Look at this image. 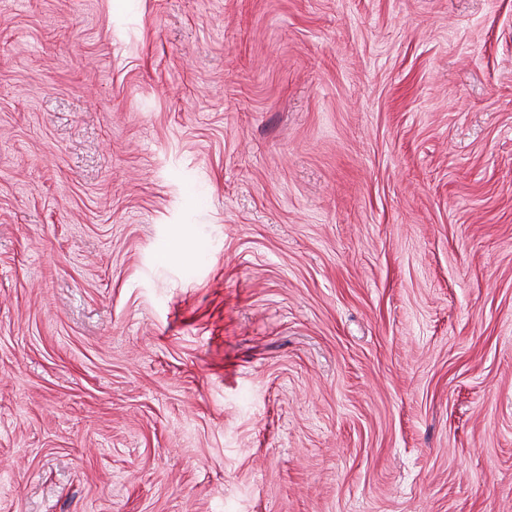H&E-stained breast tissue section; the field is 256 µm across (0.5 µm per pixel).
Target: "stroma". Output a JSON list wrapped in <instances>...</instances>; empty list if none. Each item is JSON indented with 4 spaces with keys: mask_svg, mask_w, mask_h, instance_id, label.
Returning <instances> with one entry per match:
<instances>
[{
    "mask_svg": "<svg viewBox=\"0 0 512 512\" xmlns=\"http://www.w3.org/2000/svg\"><path fill=\"white\" fill-rule=\"evenodd\" d=\"M0 512H512V0H0Z\"/></svg>",
    "mask_w": 512,
    "mask_h": 512,
    "instance_id": "obj_1",
    "label": "stroma"
}]
</instances>
